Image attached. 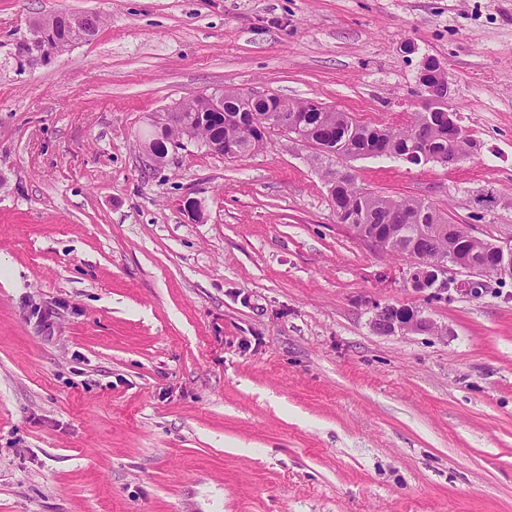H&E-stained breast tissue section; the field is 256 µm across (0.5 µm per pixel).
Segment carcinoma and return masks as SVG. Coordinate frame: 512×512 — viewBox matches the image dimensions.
<instances>
[{
	"instance_id": "1",
	"label": "carcinoma",
	"mask_w": 512,
	"mask_h": 512,
	"mask_svg": "<svg viewBox=\"0 0 512 512\" xmlns=\"http://www.w3.org/2000/svg\"><path fill=\"white\" fill-rule=\"evenodd\" d=\"M85 40L87 36L83 33L57 25L51 19L40 39L16 42V56L21 61L38 56L44 58L52 49ZM199 104L196 96L183 102V121L195 128L202 141L215 136L224 139L230 158L244 156L260 147L245 117L284 107L302 109V129L309 143L319 150L318 161L366 157L369 152L378 150L406 162L416 139L423 141L429 155L448 161V104L445 102L414 113L413 120L402 127L360 124L349 113L329 106L322 111H308L303 108V102L277 95L255 101L239 92L226 91L224 118L219 121L201 111ZM326 177L338 221L361 230L366 237L374 233L380 235L390 253L414 256L425 264L446 263L450 256L469 257L476 268L491 271L494 265L492 244L470 236L464 226L450 222L431 203L366 191L357 187L351 177L341 176L337 169L326 170Z\"/></svg>"
}]
</instances>
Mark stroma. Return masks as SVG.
<instances>
[{"mask_svg":"<svg viewBox=\"0 0 512 512\" xmlns=\"http://www.w3.org/2000/svg\"><path fill=\"white\" fill-rule=\"evenodd\" d=\"M429 57L474 158L335 166L512 246V0H0V512H512V279L412 288L294 136L144 148L226 90L402 124ZM50 16L45 18H49V22L42 30L40 39L35 41L24 39L16 42L15 55L20 61L33 60L38 56L45 58L51 49L56 51L67 47L71 43L90 40L81 32L54 24V20ZM388 307L385 306L378 310L373 319L374 327L380 332L417 331L427 326L417 312H411L410 315H403L400 318H389L386 313Z\"/></svg>","mask_w":512,"mask_h":512,"instance_id":"1","label":"stroma"}]
</instances>
